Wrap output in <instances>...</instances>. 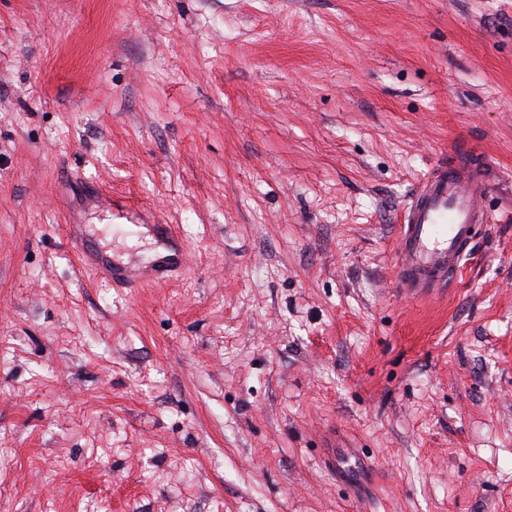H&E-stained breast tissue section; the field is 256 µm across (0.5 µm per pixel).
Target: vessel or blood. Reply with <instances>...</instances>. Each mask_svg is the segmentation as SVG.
<instances>
[{
    "mask_svg": "<svg viewBox=\"0 0 512 512\" xmlns=\"http://www.w3.org/2000/svg\"><path fill=\"white\" fill-rule=\"evenodd\" d=\"M487 189L483 168L467 150L454 152L432 165L413 188L400 217V262L396 270L399 293L415 299L430 297L454 281L470 251L474 225L487 221L476 203ZM154 232L164 251L137 278L86 244L78 226H69L68 238L87 267L112 284L131 286L139 281H167L184 265V251L172 225H155Z\"/></svg>",
    "mask_w": 512,
    "mask_h": 512,
    "instance_id": "vessel-or-blood-1",
    "label": "vessel or blood"
}]
</instances>
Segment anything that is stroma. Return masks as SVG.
<instances>
[{
  "label": "stroma",
  "instance_id": "35a3bbf8",
  "mask_svg": "<svg viewBox=\"0 0 512 512\" xmlns=\"http://www.w3.org/2000/svg\"><path fill=\"white\" fill-rule=\"evenodd\" d=\"M460 148L490 221L404 298ZM153 222L166 284L67 235ZM0 512H512V0H0ZM487 189L484 169L467 150L432 165L413 188L400 217L399 293L430 297L454 281L471 251L474 224L488 223L476 203ZM154 232L167 253L158 254L152 264L139 277H133L126 268L112 263L85 243L77 225H68V238L80 250L83 263L98 275L118 286H131L144 282H164L182 269L184 251L178 244L170 224H153Z\"/></svg>",
  "mask_w": 512,
  "mask_h": 512
}]
</instances>
